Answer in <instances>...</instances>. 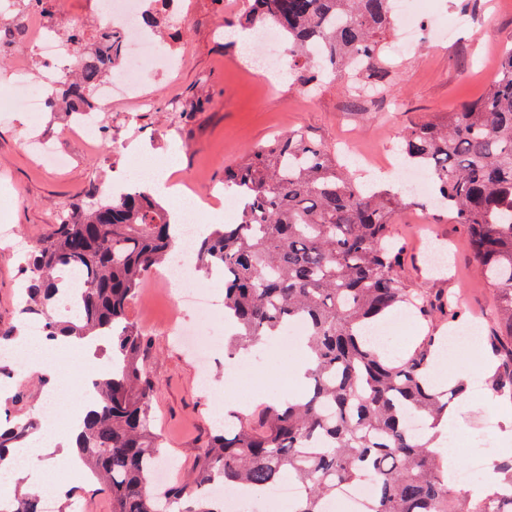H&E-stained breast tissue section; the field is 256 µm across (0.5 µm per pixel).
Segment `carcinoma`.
<instances>
[{"mask_svg": "<svg viewBox=\"0 0 512 512\" xmlns=\"http://www.w3.org/2000/svg\"><path fill=\"white\" fill-rule=\"evenodd\" d=\"M278 26L286 41L288 75L312 91L353 59L375 87L388 84L382 40L393 23L391 0H249L240 24ZM1 46L25 41V29L0 28ZM321 67L308 69L309 47ZM122 38L104 27L79 55L73 79L56 91L72 106L97 103L99 83L118 66ZM400 155L428 170L427 205L467 227L480 274L495 288L499 320L487 336L498 359L492 389L512 397V47L479 100L405 128ZM224 189L244 194L233 224L199 241L195 260L224 276V320L235 355L301 324L313 360L296 401H273L247 414L224 416L189 476L154 487L165 458L152 414L156 382L147 368L148 339L127 311L144 280L168 262L178 239L170 212L148 188L110 195L87 207L68 206L47 237L35 242L24 267V317L41 318L46 336H112L110 370L95 382L79 459L112 498V512H222L208 484L259 492L281 478L301 495L294 512L324 504L367 478L374 493L366 512H512L497 490L474 499L448 481L411 416H442L460 388L442 389L432 376L441 337L426 336L408 357L392 361L373 349L369 331L396 312L455 322L459 307L442 293L407 288L403 253L392 224L416 199L367 187L347 163L304 131L256 146L224 171ZM84 278L81 301L58 319L56 274ZM32 424L0 429V457L20 453ZM8 512H40V497L19 496Z\"/></svg>", "mask_w": 512, "mask_h": 512, "instance_id": "obj_1", "label": "carcinoma"}]
</instances>
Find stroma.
<instances>
[{
  "label": "stroma",
  "instance_id": "stroma-1",
  "mask_svg": "<svg viewBox=\"0 0 512 512\" xmlns=\"http://www.w3.org/2000/svg\"><path fill=\"white\" fill-rule=\"evenodd\" d=\"M502 0H439L442 20L452 21L468 12L471 25L449 41H422L407 54L387 40L385 56L392 75L383 97L374 105L355 104L345 91L346 79L337 76L312 95L286 80L264 84L249 64L236 28L225 18L242 13L239 0H183L178 15H165L162 35L177 32L184 61L170 74L147 77L144 94L151 108L131 102L104 105L102 130L97 141L85 142L69 134L76 118L67 112L41 114L40 132L53 139L68 163L55 168L37 164L23 146L31 129L26 113H13L0 121V196L8 204L0 209V225L33 242L46 236L73 200L86 203L107 196L112 185L135 170L142 159L177 154L178 182H190L204 171L211 192L224 189V170L236 164L253 146L304 130L337 147L340 157L351 159L357 177L381 175L387 185H397L395 173L382 172L384 156L395 154L399 136L410 123L449 112L466 101L482 97L496 79L495 64L502 50L512 45V8ZM47 22L66 15L83 17L89 29L102 25L100 0H40L30 5L16 0L15 21L31 13ZM403 209L394 231L405 247L404 282L412 288H442L461 302V318L489 331L496 322V292L477 270L462 225L449 223L433 209ZM443 248L447 264L432 268L424 258L427 245ZM26 254L0 246V327L19 325L22 319L18 286L23 279ZM191 312L174 303L165 285L148 277L129 310V319L151 338L148 369L157 382L153 400L156 430L164 440L169 468L167 480L182 481L194 467L215 420L224 414V394L254 403L278 401L296 395L291 382L290 358L272 349L253 352L246 369L250 382L224 379V354L216 352L210 372H202L196 359L170 330L171 322H186ZM440 323L405 317L403 327L386 337L394 355L407 356L422 337L447 335ZM484 347L464 348L443 355L434 374L447 380L459 372L479 377L481 396H469L455 427L456 435L475 438L490 458L483 481L495 480L498 464L512 457V411L503 407L482 372ZM44 377L13 369L0 372V404L12 418L39 417L47 399ZM39 464L52 470V483L40 486L42 494L63 505L64 492L82 488L85 512H112V500L100 491L92 473L77 475L70 467L42 456Z\"/></svg>",
  "mask_w": 512,
  "mask_h": 512
}]
</instances>
